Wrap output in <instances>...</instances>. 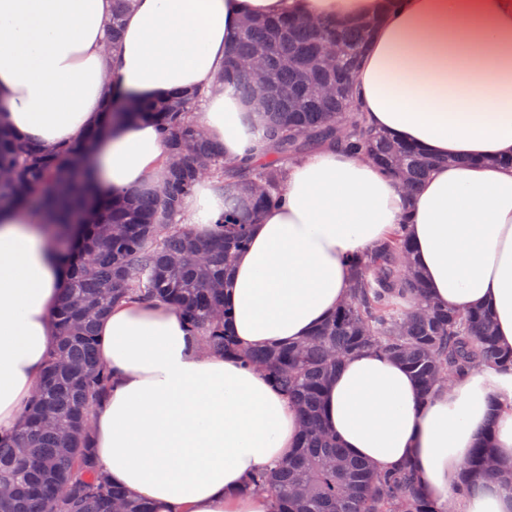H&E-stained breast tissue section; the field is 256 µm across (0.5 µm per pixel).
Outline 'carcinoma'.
<instances>
[{
  "label": "carcinoma",
  "instance_id": "cac0c4a2",
  "mask_svg": "<svg viewBox=\"0 0 512 512\" xmlns=\"http://www.w3.org/2000/svg\"><path fill=\"white\" fill-rule=\"evenodd\" d=\"M132 0H112L109 40L121 37ZM370 31L362 21L318 19L312 26L289 16L242 20L216 85L255 106V144L242 160L225 162L224 146L199 123L204 95L124 99L101 126L75 144L54 151L23 140L0 124V209L27 210L57 226V251L68 288L55 316L57 347L23 427L0 435V512H156L146 501L113 486L91 447L89 415L106 396L109 371L96 357L94 325L128 296L160 300L186 316L204 346L236 353L226 328L224 274L249 240L252 224L277 203L284 168L313 145L341 142L368 155L410 192L433 160L407 144L367 130L353 114L354 72ZM260 57L267 88L237 70ZM151 120L170 154L154 191L121 194L99 189L92 150L115 122ZM204 174L224 183V213L200 235L183 223V208ZM410 244L402 230L350 260L348 299L307 339L242 353L267 370L298 405L303 432L281 464L252 475L247 486L267 496L269 512H442L425 500L407 465L373 471L337 446L321 416V399L342 360L371 349L399 361L429 393L443 376L462 377L481 365L512 366V350L497 341L488 312L463 313L432 303L417 271L408 265ZM468 469L495 477L486 448H474Z\"/></svg>",
  "mask_w": 512,
  "mask_h": 512
}]
</instances>
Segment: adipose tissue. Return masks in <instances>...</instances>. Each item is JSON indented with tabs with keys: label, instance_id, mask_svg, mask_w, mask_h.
<instances>
[{
	"label": "adipose tissue",
	"instance_id": "obj_1",
	"mask_svg": "<svg viewBox=\"0 0 512 512\" xmlns=\"http://www.w3.org/2000/svg\"><path fill=\"white\" fill-rule=\"evenodd\" d=\"M111 14L112 0H0V122L55 150L122 96L209 89L243 17L376 16L354 110L436 160L408 198L340 146L289 162L281 202L262 213L224 278L239 346L309 336L348 294L349 257L402 224L434 301L489 310L499 344L512 349V0H399L386 13L380 0H132L110 51ZM244 115L237 99L210 92L200 121L226 159L251 142ZM168 154L154 122L119 126L98 144V184L160 186ZM223 211V192L205 178L186 221L205 228ZM66 286L38 217L0 211L1 433L19 427L33 397ZM97 339L112 384L91 413L93 446L112 482L158 512H267L244 484L299 442L281 388L239 358L202 351L183 315L158 301L113 304ZM323 415L341 447L375 470L410 464L432 503L512 512V371L478 366L426 394L402 365L365 351L331 379ZM479 446L501 477L468 471Z\"/></svg>",
	"mask_w": 512,
	"mask_h": 512
}]
</instances>
